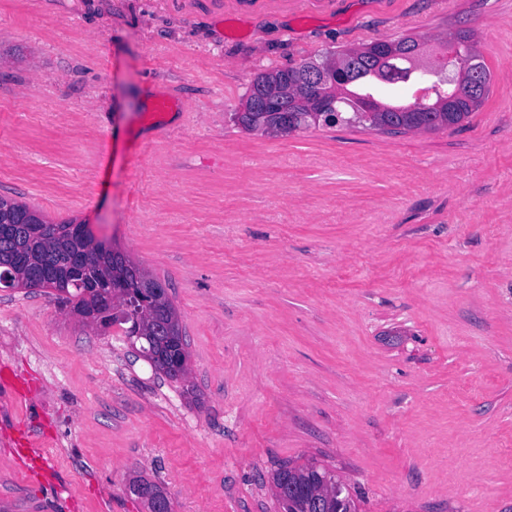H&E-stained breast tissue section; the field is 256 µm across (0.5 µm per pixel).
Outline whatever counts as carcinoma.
<instances>
[{"instance_id": "cac0c4a2", "label": "carcinoma", "mask_w": 512, "mask_h": 512, "mask_svg": "<svg viewBox=\"0 0 512 512\" xmlns=\"http://www.w3.org/2000/svg\"><path fill=\"white\" fill-rule=\"evenodd\" d=\"M455 55L466 58L479 56V52L466 33L453 37ZM425 43L416 37L407 36L395 41H374L358 49H346L330 58V61L347 71L349 81L343 84L327 82L315 91L310 88V76L320 63L304 62L297 67L275 70L257 75L250 89L257 90L267 99L262 108L248 107L238 118L245 129L262 130L273 135H289L316 125H331L326 113L320 110L315 99L320 97L340 114L341 122L350 125L361 123L381 133L405 134L409 131H437L458 125L477 111L490 90L477 96L471 92V79L466 76L449 83L443 72L454 63L440 61L428 80V101L421 112L412 111L413 105L399 102H384L377 87L402 89L410 72L416 70L413 58L424 52ZM374 106L383 123L392 127L387 131L379 125L359 118L360 111ZM12 225L11 236L0 239V273L13 276L25 274L43 263L53 265L58 279L48 289L54 291L56 301L62 306L80 308L85 303V294L94 296L117 293L121 300L117 313L101 318L98 326L108 328L117 323L124 327L125 336L131 345L139 346V352L147 359L161 354L173 346L185 342L179 316L163 283L146 274L140 265L112 248L93 245L94 238L70 234V223L52 225L49 233H37L38 225L46 220L29 206L0 198V223ZM88 253L92 258L88 272L77 279L69 277V263L73 255ZM159 288V305L169 307L168 332L156 333L154 306H144L140 301V289ZM288 470V484L305 486V495L289 498L281 505L284 512H357V504L349 491L340 498L346 503L336 506V498L319 488L317 477L325 476L328 469L314 463L294 464L289 462L275 471L272 481L277 483Z\"/></svg>"}]
</instances>
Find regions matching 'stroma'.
<instances>
[{
  "label": "stroma",
  "mask_w": 512,
  "mask_h": 512,
  "mask_svg": "<svg viewBox=\"0 0 512 512\" xmlns=\"http://www.w3.org/2000/svg\"><path fill=\"white\" fill-rule=\"evenodd\" d=\"M321 2L0 0V197L165 283L189 352L171 381L120 326L0 288V512H146L138 477L172 512H278L288 461L359 512H512V0ZM458 31L491 91L456 126L236 120L260 73L405 36L428 65Z\"/></svg>",
  "instance_id": "1"
}]
</instances>
